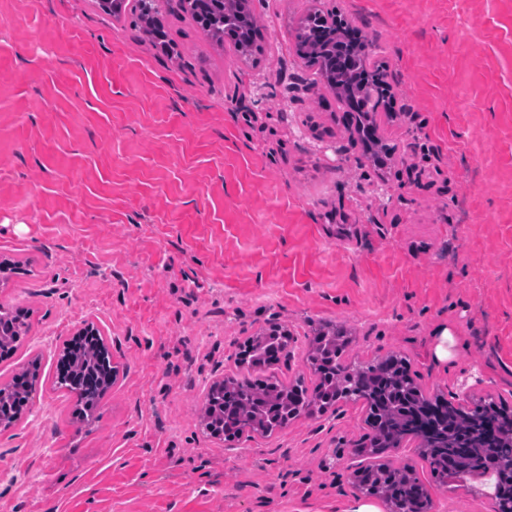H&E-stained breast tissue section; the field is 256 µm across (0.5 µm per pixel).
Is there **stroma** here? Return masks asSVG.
<instances>
[{
    "label": "stroma",
    "instance_id": "stroma-1",
    "mask_svg": "<svg viewBox=\"0 0 512 512\" xmlns=\"http://www.w3.org/2000/svg\"><path fill=\"white\" fill-rule=\"evenodd\" d=\"M325 3L376 45L397 114L378 118L398 147L384 169L357 163L343 109L290 48L306 0H254L268 51L238 75L195 30L179 63L93 0H0V261L19 265L0 294L32 322L0 369L41 363L0 435V512H351L362 406L268 438L199 426L210 384L275 323L283 381L308 376L310 329L334 322L350 356L405 357L428 396L477 373L512 406V0ZM255 77L270 88L253 114ZM90 324L120 373L86 428L50 381Z\"/></svg>",
    "mask_w": 512,
    "mask_h": 512
}]
</instances>
